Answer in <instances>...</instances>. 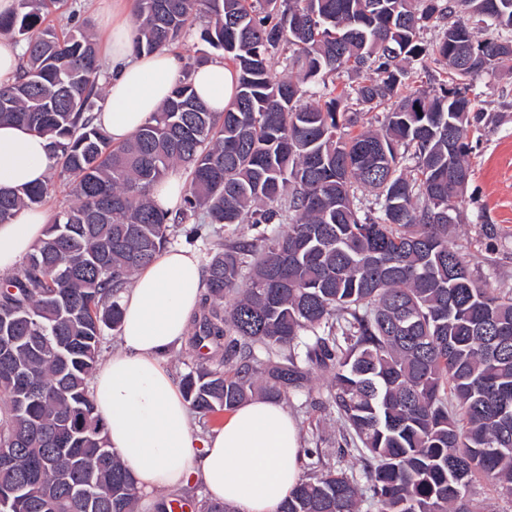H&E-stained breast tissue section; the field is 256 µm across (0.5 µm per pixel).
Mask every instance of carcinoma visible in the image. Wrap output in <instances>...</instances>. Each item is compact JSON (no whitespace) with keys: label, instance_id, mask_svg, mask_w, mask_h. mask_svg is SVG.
<instances>
[{"label":"carcinoma","instance_id":"obj_1","mask_svg":"<svg viewBox=\"0 0 512 512\" xmlns=\"http://www.w3.org/2000/svg\"><path fill=\"white\" fill-rule=\"evenodd\" d=\"M65 4L19 0L0 15V35L23 47L0 86V123L46 138L72 198L0 282V336L14 337L0 352L4 512H136L142 496L88 386L102 337L121 327L130 277L180 225L193 238L245 220L285 229L210 257L185 401L203 416L231 411L257 389L280 399L328 372L329 403L364 461L363 485L306 449L311 473L278 512H359L365 492L379 512H475L477 478L512 497V297L474 280L448 242L484 121L467 82L512 74V0H135L139 51L208 18L203 40L234 65L236 93L211 112L185 78L123 144L94 122L95 40L46 23ZM466 13L497 36L475 39ZM430 23L441 35L423 45ZM282 60L296 77L276 76ZM415 61L445 63L448 80L415 86ZM340 68L362 81L337 89L327 78ZM310 83L323 86L313 102ZM352 94L363 109L339 110ZM178 166L188 186L160 208L149 192ZM51 191H1L0 222Z\"/></svg>","mask_w":512,"mask_h":512}]
</instances>
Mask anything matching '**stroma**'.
Here are the masks:
<instances>
[{"label":"stroma","mask_w":512,"mask_h":512,"mask_svg":"<svg viewBox=\"0 0 512 512\" xmlns=\"http://www.w3.org/2000/svg\"><path fill=\"white\" fill-rule=\"evenodd\" d=\"M473 91L484 126L480 145L468 158L466 218L454 227L450 241L475 278L512 296V78L490 71L474 79ZM328 392V374L315 370L283 405L300 427L302 447L322 448L329 467L361 473L363 462L345 446Z\"/></svg>","instance_id":"obj_1"}]
</instances>
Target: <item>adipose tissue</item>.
<instances>
[{
    "label": "adipose tissue",
    "instance_id": "obj_1",
    "mask_svg": "<svg viewBox=\"0 0 512 512\" xmlns=\"http://www.w3.org/2000/svg\"><path fill=\"white\" fill-rule=\"evenodd\" d=\"M100 36L112 62L104 78L98 121L113 142L129 141L160 110L182 75L183 63L165 50L137 53L126 0H97ZM190 79L210 111L232 99L236 73L221 61L198 67ZM46 142L16 124L0 125V190L47 183ZM48 213L21 210L0 224V276L12 273L44 238ZM198 256L168 248L133 278L122 294L120 351L98 369L91 396L107 421L108 441L141 493L200 481L210 499L237 512H276L302 480L300 432L283 405L269 399L239 405L206 438L189 425L187 404L160 363L187 332L203 296Z\"/></svg>",
    "mask_w": 512,
    "mask_h": 512
}]
</instances>
